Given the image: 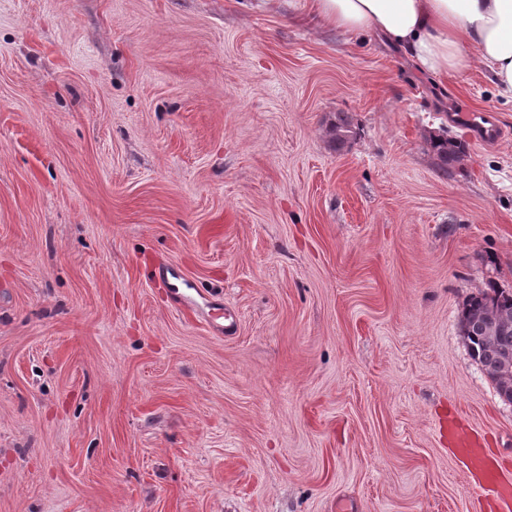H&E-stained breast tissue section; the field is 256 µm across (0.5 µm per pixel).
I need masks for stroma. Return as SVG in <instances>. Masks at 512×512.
<instances>
[{
	"mask_svg": "<svg viewBox=\"0 0 512 512\" xmlns=\"http://www.w3.org/2000/svg\"><path fill=\"white\" fill-rule=\"evenodd\" d=\"M491 280L483 68L435 88L284 0H0V512H496L448 435L512 476L460 325ZM329 136L336 150H342L355 136L356 131L351 119L342 112L336 113V119L329 126ZM429 144L436 157L438 169L446 174H452L465 154V144L455 138L448 137V134H445L444 131L437 136L431 135Z\"/></svg>",
	"mask_w": 512,
	"mask_h": 512,
	"instance_id": "stroma-1",
	"label": "stroma"
}]
</instances>
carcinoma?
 I'll return each mask as SVG.
<instances>
[{
    "label": "carcinoma",
    "instance_id": "1",
    "mask_svg": "<svg viewBox=\"0 0 512 512\" xmlns=\"http://www.w3.org/2000/svg\"><path fill=\"white\" fill-rule=\"evenodd\" d=\"M351 119L342 112L329 126V136L336 150H342L355 136ZM429 144L436 157V165L446 174L454 172L465 154V144L445 133L432 135ZM499 319L512 322V291L488 283V290L470 297L462 313L464 336L469 344L472 359L490 378L498 371V351L487 340L485 328Z\"/></svg>",
    "mask_w": 512,
    "mask_h": 512
}]
</instances>
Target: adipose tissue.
<instances>
[{"label":"adipose tissue","mask_w":512,"mask_h":512,"mask_svg":"<svg viewBox=\"0 0 512 512\" xmlns=\"http://www.w3.org/2000/svg\"><path fill=\"white\" fill-rule=\"evenodd\" d=\"M308 18L401 48L426 80L479 65L512 96V0H300Z\"/></svg>","instance_id":"ef3b65f1"}]
</instances>
